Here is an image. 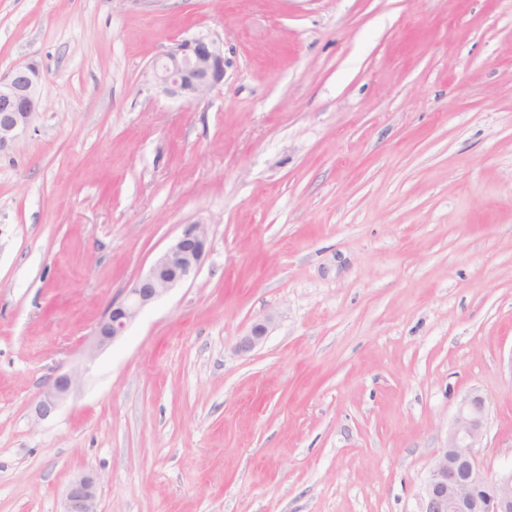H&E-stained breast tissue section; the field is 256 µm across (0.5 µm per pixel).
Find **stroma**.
Returning <instances> with one entry per match:
<instances>
[{"mask_svg": "<svg viewBox=\"0 0 512 512\" xmlns=\"http://www.w3.org/2000/svg\"><path fill=\"white\" fill-rule=\"evenodd\" d=\"M197 36L223 83L157 95L152 61ZM29 61L44 109L0 155V512H63L82 472L99 512H422L473 391L485 469L512 465V0H0V75ZM194 222L196 276L89 354ZM77 378L73 373L57 374L39 395L35 405V414L45 419L54 413L71 393Z\"/></svg>", "mask_w": 512, "mask_h": 512, "instance_id": "35a3bbf8", "label": "stroma"}]
</instances>
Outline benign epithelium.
<instances>
[{"mask_svg": "<svg viewBox=\"0 0 512 512\" xmlns=\"http://www.w3.org/2000/svg\"><path fill=\"white\" fill-rule=\"evenodd\" d=\"M152 79L167 97L192 102L205 97L224 79V56L217 41L201 36L185 40L153 63ZM43 77L30 62L0 76V152L10 149L41 114ZM208 232L201 223L185 224L180 234L129 288L124 301L111 303L96 330L95 348L108 346L140 312L197 274L206 254ZM268 327L258 322L240 338L238 348L259 345ZM77 378L56 375L39 395L35 414L45 419L71 393ZM487 424L484 398L473 392L460 403L423 488L422 512H512V468L485 470L481 452ZM98 479L93 474L72 478L65 494L64 512H97Z\"/></svg>", "mask_w": 512, "mask_h": 512, "instance_id": "obj_1", "label": "benign epithelium"}]
</instances>
